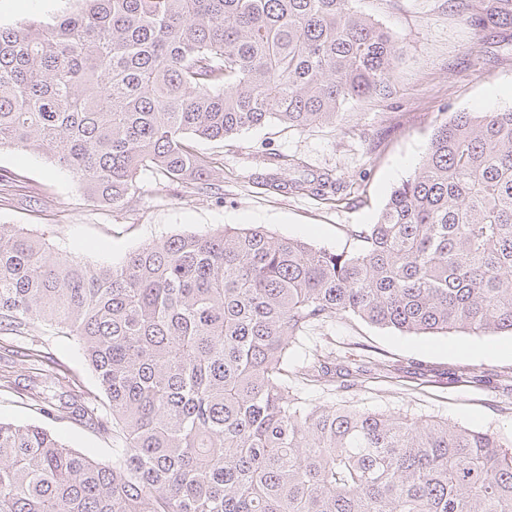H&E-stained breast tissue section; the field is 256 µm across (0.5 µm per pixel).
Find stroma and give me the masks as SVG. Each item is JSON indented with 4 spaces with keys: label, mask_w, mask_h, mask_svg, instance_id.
Returning <instances> with one entry per match:
<instances>
[{
    "label": "stroma",
    "mask_w": 512,
    "mask_h": 512,
    "mask_svg": "<svg viewBox=\"0 0 512 512\" xmlns=\"http://www.w3.org/2000/svg\"><path fill=\"white\" fill-rule=\"evenodd\" d=\"M472 0H352L353 10L393 34L402 58L389 91L345 103L335 124L304 130L266 124L218 141H196L224 167L218 189L160 185L152 173L119 210L80 198L69 174L49 158L0 151V224H22L91 264L121 262L141 245L176 233L207 234L256 225L331 250H355L352 228L375 223L392 190L412 176L434 129L456 112L512 107V25L490 43L466 18ZM70 0H0V25L50 21ZM329 173L332 196L281 191L293 178ZM49 356L86 390L98 384L73 339L43 329ZM365 366L350 388L302 385L316 405H347L413 419L489 430L512 438V335L406 336L354 316L336 318L300 336L299 362L314 352ZM0 419L42 424L68 446L111 461L120 448L89 423L52 418L25 393L0 391Z\"/></svg>",
    "instance_id": "stroma-1"
}]
</instances>
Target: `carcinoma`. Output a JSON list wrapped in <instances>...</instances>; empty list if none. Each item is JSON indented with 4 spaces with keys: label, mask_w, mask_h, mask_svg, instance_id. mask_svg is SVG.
Masks as SVG:
<instances>
[{
    "label": "carcinoma",
    "mask_w": 512,
    "mask_h": 512,
    "mask_svg": "<svg viewBox=\"0 0 512 512\" xmlns=\"http://www.w3.org/2000/svg\"><path fill=\"white\" fill-rule=\"evenodd\" d=\"M0 27V150L43 154L88 201L123 207L150 171L200 193L224 177L195 138L334 123L389 88L397 40L351 0H79ZM512 0L472 5L481 30ZM352 251L259 227L177 233L92 265L0 224V389L74 337L103 396L56 393L121 448L110 463L0 419V512H512V442L446 421L314 406L293 384H356L333 353L290 361L350 315L404 335L512 333V107L456 112Z\"/></svg>",
    "instance_id": "carcinoma-1"
}]
</instances>
